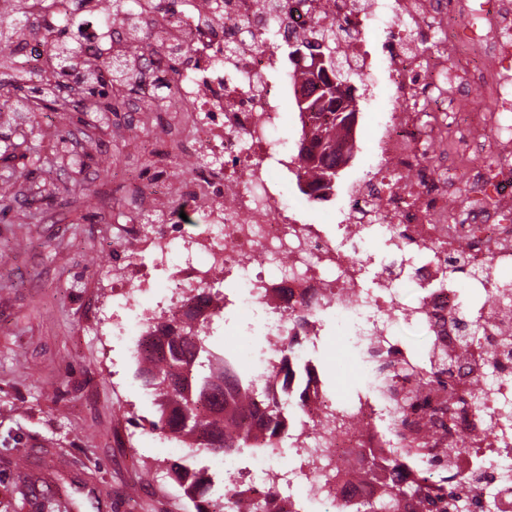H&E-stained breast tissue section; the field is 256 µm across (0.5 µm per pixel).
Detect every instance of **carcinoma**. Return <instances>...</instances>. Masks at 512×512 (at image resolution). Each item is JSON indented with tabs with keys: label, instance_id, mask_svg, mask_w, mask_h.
I'll use <instances>...</instances> for the list:
<instances>
[{
	"label": "carcinoma",
	"instance_id": "1",
	"mask_svg": "<svg viewBox=\"0 0 512 512\" xmlns=\"http://www.w3.org/2000/svg\"><path fill=\"white\" fill-rule=\"evenodd\" d=\"M20 30L11 32L9 45L0 47V84L9 82L27 87L28 99L56 110L59 96L46 92V82L58 86L85 79L88 94L92 83L104 76L123 77L124 65L110 57L90 62L82 48H68L53 41L49 54L52 65L43 68L13 57L24 45ZM304 50L320 53L332 76L349 84L355 74L336 64L333 36L303 42ZM320 122L309 142H299V154L311 169L326 180H336L339 164L337 129L346 127L345 117L336 112V95L317 96ZM209 322L198 323L189 316L159 318L150 324L151 338L164 344L158 351L135 350L136 376L152 397L155 419L149 430L175 440L187 448L186 457L202 453L236 455L245 449L266 452L278 448L288 434V380L292 370L285 351L277 352L262 377L249 375L238 361L217 351ZM192 505V512H224V498L237 499V512H258L261 505L252 502L250 489L234 485L216 488L213 477L203 469L184 463L166 467ZM418 500V487L393 479L377 483L370 495L352 505L353 512H412Z\"/></svg>",
	"mask_w": 512,
	"mask_h": 512
}]
</instances>
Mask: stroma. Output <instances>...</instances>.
<instances>
[{"instance_id":"stroma-1","label":"stroma","mask_w":512,"mask_h":512,"mask_svg":"<svg viewBox=\"0 0 512 512\" xmlns=\"http://www.w3.org/2000/svg\"><path fill=\"white\" fill-rule=\"evenodd\" d=\"M126 112H0V512H189L172 480L178 442L143 430L150 396L130 343L96 323L112 300L128 207L119 176L144 172L143 133ZM331 350L309 356L323 390L363 383ZM35 483L34 496L19 493Z\"/></svg>"}]
</instances>
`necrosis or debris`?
I'll return each instance as SVG.
<instances>
[{
    "label": "necrosis or debris",
    "instance_id": "obj_1",
    "mask_svg": "<svg viewBox=\"0 0 512 512\" xmlns=\"http://www.w3.org/2000/svg\"><path fill=\"white\" fill-rule=\"evenodd\" d=\"M73 20L87 50L138 38L125 14L113 22L84 8ZM322 28L359 73L371 114L344 137L365 171L347 185L335 237L304 210L335 187L309 185L280 136L308 65H287L272 45L280 31ZM150 37L155 64L128 59L113 93L128 112L167 116L169 135L152 152L160 190L173 156L195 164L177 195L139 209L129 227L136 236L151 227L155 251L151 265L132 253L116 267L112 296L133 316L121 333L141 345L152 317L192 312L295 342L290 388L304 404L288 420L293 459L259 458L243 472L224 457L228 482L265 498L267 512L283 502L306 512L308 501L347 512L337 473L362 457L381 468L396 458L423 494L512 512V0H191ZM475 92L484 109H472ZM190 219L203 235L187 231ZM375 237L385 255L369 287ZM454 266L486 271L470 320L448 285ZM154 274L178 286L168 305L128 285ZM406 275L424 288L417 302L401 294ZM328 319L365 353L364 391L350 398L306 373ZM404 321L430 332L427 361L396 338Z\"/></svg>",
    "mask_w": 512,
    "mask_h": 512
}]
</instances>
